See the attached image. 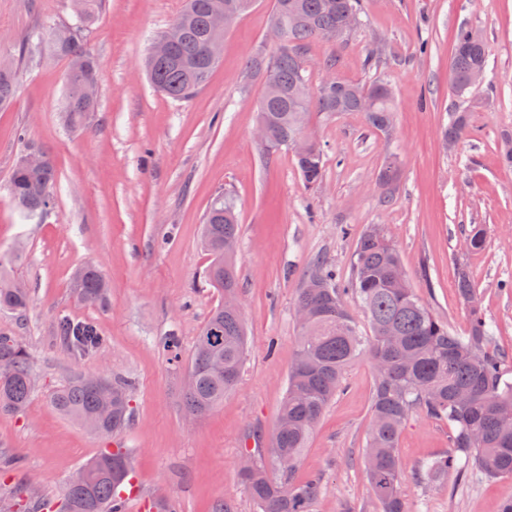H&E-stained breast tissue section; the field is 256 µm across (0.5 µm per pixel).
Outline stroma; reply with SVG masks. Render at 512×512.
<instances>
[{
  "instance_id": "35a3bbf8",
  "label": "stroma",
  "mask_w": 512,
  "mask_h": 512,
  "mask_svg": "<svg viewBox=\"0 0 512 512\" xmlns=\"http://www.w3.org/2000/svg\"><path fill=\"white\" fill-rule=\"evenodd\" d=\"M183 0H102L80 25L72 0H0V61L16 70L13 101L0 108V254L24 246L10 275L31 292L25 318L0 310V332L26 347L36 390L20 414L0 416V498L21 485L60 494L103 448L130 453L143 512L156 498L180 512H214L229 501L255 512L241 478L248 435L269 448L293 360L295 301L304 276L328 262L346 287L359 236L383 225L403 268L431 312L456 335L471 318L455 288L466 271L493 333V348L512 357V167L501 139L512 133V0H361V24L343 40L311 41V86L329 76L387 82L394 128L366 127L361 115L312 112L309 130L324 149L321 183L306 187L287 150H266L256 134L258 82L246 76L258 50L274 52L272 0L252 7L224 34L219 64L192 98L174 101L147 81L150 43L167 31ZM77 30L100 63L97 108L86 127L66 128L59 112L68 61L46 47L19 59L35 31ZM486 44V79L471 88L469 129L454 146L443 131L458 99L450 59L457 30ZM376 53L365 66L368 53ZM28 139L51 154L55 206L33 219L8 190L12 166ZM396 159L398 177L379 175ZM230 196L240 224L239 300L248 333L242 378L204 418L185 415L181 393L195 340L222 301L205 281L210 258L199 244L213 197ZM485 243L464 244L473 229ZM92 263L110 285L105 305L83 303L71 279ZM97 325L104 341L77 359L55 337L58 317ZM176 334L181 360L159 345ZM78 374L123 376L134 383L133 418L118 436L100 438L51 405L52 393ZM373 372L368 357L345 371L297 464L298 476L321 475L315 512H376L361 463ZM447 422L418 413L399 437L408 512H499L512 479L441 476L418 482L414 471L447 453Z\"/></svg>"
}]
</instances>
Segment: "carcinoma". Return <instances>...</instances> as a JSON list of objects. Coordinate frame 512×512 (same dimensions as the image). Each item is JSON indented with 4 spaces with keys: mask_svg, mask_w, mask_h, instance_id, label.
Segmentation results:
<instances>
[{
    "mask_svg": "<svg viewBox=\"0 0 512 512\" xmlns=\"http://www.w3.org/2000/svg\"><path fill=\"white\" fill-rule=\"evenodd\" d=\"M80 21L87 24L98 13L101 0H76ZM273 0L272 15L282 17L287 30L285 45L268 55L256 53L249 77L261 84L260 103L270 126L267 147L290 149L299 128L308 123L309 111L321 113L359 112L365 124L388 132L393 124V96L381 80L369 84L339 81L341 93L321 84L318 94L298 103L295 89L309 83L304 50L311 39H323L330 30L348 33V14H359V0H288L280 8ZM215 0H186L175 19L181 24L180 37L168 51L149 52L145 68L150 83L162 94L180 101L196 94L208 81L216 63L208 57L214 32L211 9ZM53 51L69 63L66 89L60 109L64 124L84 128L95 111L96 99L87 87L96 81L99 63L73 31L59 32L52 39ZM487 51L484 40L469 29L458 32L451 69L455 93L465 97V78L484 70ZM16 92L13 67L0 63V106L8 105ZM468 131L467 109L458 106L450 115L445 140L458 141ZM303 181L318 185L324 173V151L312 141L308 152L295 158ZM57 178L55 165H48L34 178L13 167L9 191L17 209L26 217L38 215L55 204L52 187ZM228 239L239 240V226L232 200L215 196L206 213L201 244L210 256L205 272L208 284L219 292L238 293L236 255L219 254ZM19 255H0V310L21 318L29 306V289L11 282L6 268ZM399 253L384 227L372 225L360 236L354 251L348 288H336L333 270L318 263L306 277L296 306L311 312V319L298 325L297 348L288 371L286 391L272 436L271 454L280 474H269L262 449L245 450L251 463L242 477L257 512H314L322 480L315 475L296 476L297 463L311 439L326 407L336 396L346 368L366 355L373 368L374 389L370 424L363 449L365 475L379 512H407L402 495L403 465L399 455L400 434L408 419L424 413L445 420L450 427L452 450L427 467V475L455 473L489 479L512 478V382L505 379L507 357L490 348L491 336L479 309H470L471 328L456 336L448 323L432 314L416 294L408 277H400ZM72 288L86 303L101 305L108 294V282L92 264L76 272ZM353 295L362 308L367 331L363 332L344 303L343 293ZM57 338L71 354L85 357L103 342L97 327L61 317ZM247 352L243 317L217 306L196 338L189 375L191 385L183 392L185 411L204 417L224 403L241 378ZM35 374L26 348L11 334H0V415L23 411L35 388ZM131 380L119 376L100 377L94 382L86 375L73 377L52 397L53 407L63 416L85 426L94 422L105 435L125 429L132 415ZM130 457L124 448H103L85 465V478L78 487L65 486L58 499L33 492L25 496L38 502L42 512H123L121 488L129 481Z\"/></svg>",
    "mask_w": 512,
    "mask_h": 512,
    "instance_id": "cac0c4a2",
    "label": "carcinoma"
}]
</instances>
